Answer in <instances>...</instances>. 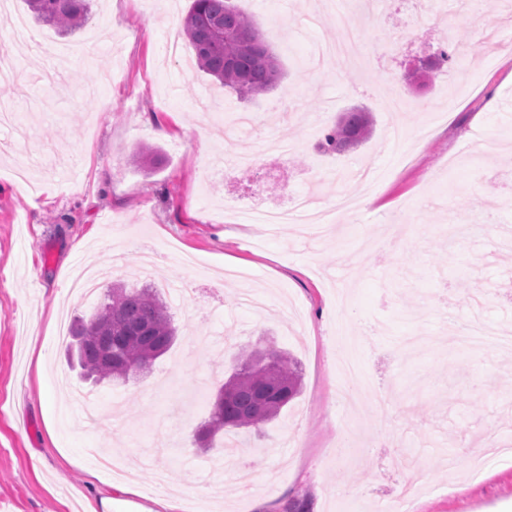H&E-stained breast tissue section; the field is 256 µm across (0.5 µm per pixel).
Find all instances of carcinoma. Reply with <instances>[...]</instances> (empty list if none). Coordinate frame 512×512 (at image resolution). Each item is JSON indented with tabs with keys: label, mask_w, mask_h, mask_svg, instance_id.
Here are the masks:
<instances>
[{
	"label": "carcinoma",
	"mask_w": 512,
	"mask_h": 512,
	"mask_svg": "<svg viewBox=\"0 0 512 512\" xmlns=\"http://www.w3.org/2000/svg\"><path fill=\"white\" fill-rule=\"evenodd\" d=\"M36 19L63 34L80 30L92 0H26ZM184 34L195 51L198 67L241 98L268 93L280 78L277 56L261 39L251 19L230 0H191ZM373 117L354 107L337 119L316 149L341 154L368 140ZM81 368L96 381L125 385L151 371L154 361L173 344L177 327L170 306L152 284L141 288L115 285L88 320L70 329ZM240 368L218 389L209 419L197 434L200 447L231 430H260L276 418L301 386L298 366L270 350L266 361L257 354L240 355Z\"/></svg>",
	"instance_id": "obj_1"
}]
</instances>
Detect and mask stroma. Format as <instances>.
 Wrapping results in <instances>:
<instances>
[{
  "instance_id": "obj_1",
  "label": "stroma",
  "mask_w": 512,
  "mask_h": 512,
  "mask_svg": "<svg viewBox=\"0 0 512 512\" xmlns=\"http://www.w3.org/2000/svg\"><path fill=\"white\" fill-rule=\"evenodd\" d=\"M278 56L265 96L240 100L200 71L181 34L191 0H93L74 40L84 54L58 85L34 40L58 39L25 0L0 9V53L17 80L0 106L23 114L28 141L0 151V512H90L99 495L135 490L147 512H512V460L484 462L487 438L512 443V349L473 353L465 317L512 331V0H372L342 26L351 0H231ZM455 17L445 24L444 14ZM31 36L14 38L16 18ZM464 37L469 55L426 86L405 66ZM176 42V53L166 51ZM367 108L372 137L344 154L315 145L340 113ZM285 136L282 166L262 151ZM155 149L153 166L139 161ZM256 155L250 172L233 158ZM365 168L377 185L320 237L256 224L252 181L267 206ZM402 224L384 251L385 225ZM153 248L158 287L184 280L196 302L174 310L179 336L149 374L115 388L83 378L52 316L90 318L70 299L74 266H124L111 281L140 287L139 250ZM352 340L371 391L336 371ZM276 347L297 362L300 394L239 455L202 452L196 429L240 354ZM355 460L334 452L338 440ZM454 465H447V458ZM164 471L165 490L155 488ZM203 496L174 500L176 488ZM221 488L220 497L207 495Z\"/></svg>"
}]
</instances>
